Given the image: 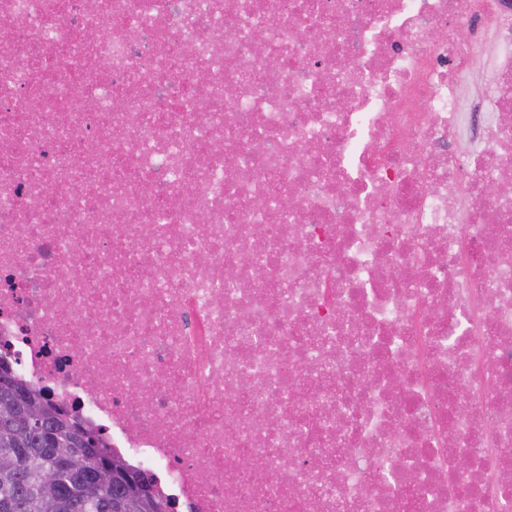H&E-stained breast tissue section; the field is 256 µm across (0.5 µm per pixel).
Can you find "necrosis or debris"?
Listing matches in <instances>:
<instances>
[{
  "mask_svg": "<svg viewBox=\"0 0 512 512\" xmlns=\"http://www.w3.org/2000/svg\"><path fill=\"white\" fill-rule=\"evenodd\" d=\"M492 182L512 0H0V357L177 512H512Z\"/></svg>",
  "mask_w": 512,
  "mask_h": 512,
  "instance_id": "1",
  "label": "necrosis or debris"
}]
</instances>
